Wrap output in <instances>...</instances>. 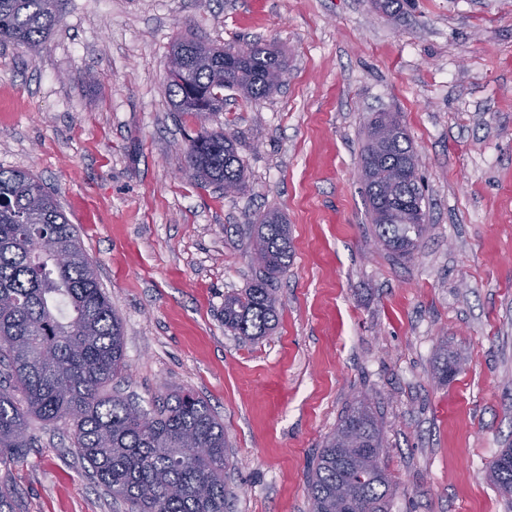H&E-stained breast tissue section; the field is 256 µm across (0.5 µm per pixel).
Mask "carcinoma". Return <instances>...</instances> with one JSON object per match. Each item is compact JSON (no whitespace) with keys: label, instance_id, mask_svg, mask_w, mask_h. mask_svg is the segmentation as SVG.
<instances>
[{"label":"carcinoma","instance_id":"1","mask_svg":"<svg viewBox=\"0 0 512 512\" xmlns=\"http://www.w3.org/2000/svg\"><path fill=\"white\" fill-rule=\"evenodd\" d=\"M57 2L0 0V45L38 52L55 25ZM287 69L288 59L275 50L180 39L169 55L167 92L174 111L202 119L224 110V88L258 100L277 89ZM361 162L377 240L401 258L413 257L426 211L418 155L398 114L381 112L367 123ZM186 174L226 196L242 191L237 138L201 128L189 140ZM251 245L260 274L224 297V328L256 339L278 319L270 282L291 260L283 216L263 214L252 225ZM58 252L70 253V262L57 265ZM126 370L122 324L74 225L38 178L0 168V465L25 461L31 419H69L82 460L130 512H224V424L190 391L171 390L154 411L108 394L105 388ZM382 447V421L371 406L350 407L308 473L311 512H388L390 479L373 459ZM488 479L512 495V448L490 464ZM17 502V493L0 484V512H18Z\"/></svg>","mask_w":512,"mask_h":512}]
</instances>
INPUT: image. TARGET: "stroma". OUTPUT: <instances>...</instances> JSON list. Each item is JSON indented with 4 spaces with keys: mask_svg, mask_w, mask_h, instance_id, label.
Masks as SVG:
<instances>
[{
    "mask_svg": "<svg viewBox=\"0 0 512 512\" xmlns=\"http://www.w3.org/2000/svg\"><path fill=\"white\" fill-rule=\"evenodd\" d=\"M59 0L38 53L0 45V167L37 175L78 230L124 327L114 391L149 409L193 391L224 424L227 512H310L307 474L341 415L377 412L390 512H512L485 479L512 448V0ZM281 51L256 102L173 111L176 40ZM397 112L421 159L427 231L410 260L377 241L364 127ZM234 133L224 196L182 175L200 128ZM278 210L292 258L278 320L249 340L224 297L256 276L252 224ZM462 357L441 381L443 353ZM0 467L20 512H128L63 423L32 420Z\"/></svg>",
    "mask_w": 512,
    "mask_h": 512,
    "instance_id": "obj_1",
    "label": "stroma"
}]
</instances>
